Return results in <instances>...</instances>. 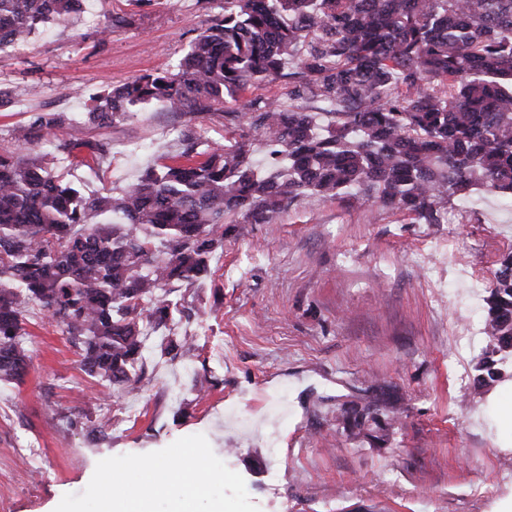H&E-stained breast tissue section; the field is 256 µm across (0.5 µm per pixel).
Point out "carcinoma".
Segmentation results:
<instances>
[{
    "label": "carcinoma",
    "mask_w": 512,
    "mask_h": 512,
    "mask_svg": "<svg viewBox=\"0 0 512 512\" xmlns=\"http://www.w3.org/2000/svg\"><path fill=\"white\" fill-rule=\"evenodd\" d=\"M79 8L0 0V46ZM290 60L288 99L251 104L248 130L227 145L199 151L186 137L180 154L119 196L83 195L36 151L0 155V382L27 371L23 324L34 303L90 376L138 389L145 336L182 313L172 285L210 275L230 215L262 224L294 201L367 198L441 224L442 207L477 187L512 201V0H224L176 72L107 86L87 120L107 125L152 104L199 117L282 77ZM64 121L38 114L15 137L35 145ZM253 132L268 146L262 169ZM58 150L89 168L109 152L100 141ZM486 304L476 395L512 353V253L499 259ZM392 413L366 397L336 406V424L383 442Z\"/></svg>",
    "instance_id": "cac0c4a2"
}]
</instances>
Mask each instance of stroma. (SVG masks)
I'll list each match as a JSON object with an SVG mask.
<instances>
[{
	"label": "stroma",
	"mask_w": 512,
	"mask_h": 512,
	"mask_svg": "<svg viewBox=\"0 0 512 512\" xmlns=\"http://www.w3.org/2000/svg\"><path fill=\"white\" fill-rule=\"evenodd\" d=\"M223 2L94 0L68 24L40 26L29 52L1 48L0 154H24L13 130L35 113H62L40 151L97 140L110 153L93 168L55 156V174L117 195L177 154L185 133L204 151L244 128L249 105L286 96L287 80L200 117L156 104L108 125L86 119L107 85L175 72ZM447 208L444 223L421 224L371 200L314 198L234 225L205 284L177 291L191 318L164 332L192 337L193 355L161 354L164 334H152L131 394L87 375L31 306L30 365L0 384V512H100L143 482L125 459L163 463L185 448L212 478L194 512L215 499L224 512H512V431L499 424L512 378L472 392L512 208L483 189ZM381 393L400 417L387 442L353 440L326 419Z\"/></svg>",
	"instance_id": "obj_1"
}]
</instances>
